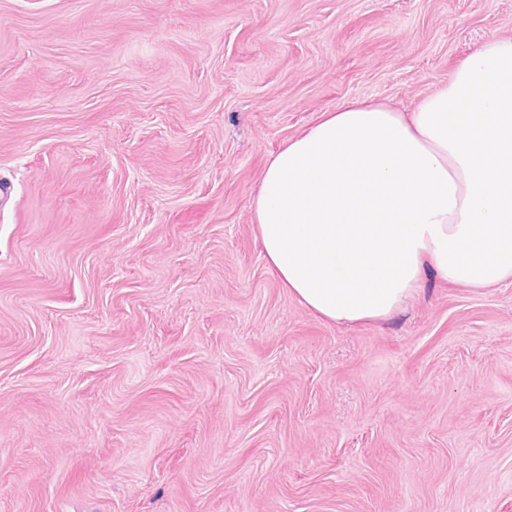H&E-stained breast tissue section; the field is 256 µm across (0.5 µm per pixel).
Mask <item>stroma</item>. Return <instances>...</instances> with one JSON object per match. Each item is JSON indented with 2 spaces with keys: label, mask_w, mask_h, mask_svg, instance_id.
<instances>
[{
  "label": "stroma",
  "mask_w": 512,
  "mask_h": 512,
  "mask_svg": "<svg viewBox=\"0 0 512 512\" xmlns=\"http://www.w3.org/2000/svg\"><path fill=\"white\" fill-rule=\"evenodd\" d=\"M512 0H0V512H512V284L336 326L252 222L320 113Z\"/></svg>",
  "instance_id": "stroma-1"
}]
</instances>
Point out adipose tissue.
<instances>
[{
    "label": "adipose tissue",
    "mask_w": 512,
    "mask_h": 512,
    "mask_svg": "<svg viewBox=\"0 0 512 512\" xmlns=\"http://www.w3.org/2000/svg\"><path fill=\"white\" fill-rule=\"evenodd\" d=\"M252 220L283 287L336 324L391 318L430 271L512 281V37L413 111L350 100L321 113L269 157Z\"/></svg>",
    "instance_id": "ef3b65f1"
}]
</instances>
